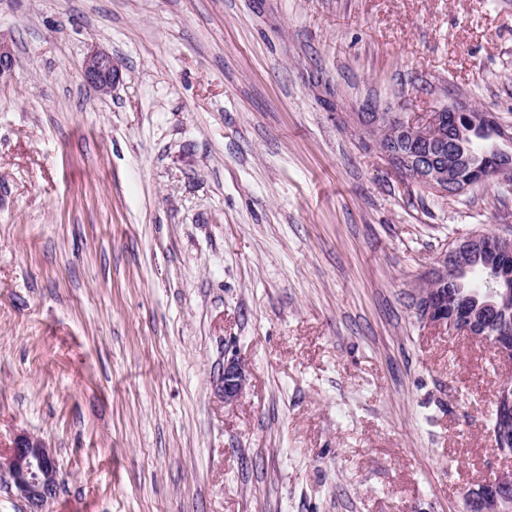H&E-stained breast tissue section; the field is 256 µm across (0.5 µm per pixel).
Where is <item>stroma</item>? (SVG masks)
<instances>
[{
	"mask_svg": "<svg viewBox=\"0 0 512 512\" xmlns=\"http://www.w3.org/2000/svg\"><path fill=\"white\" fill-rule=\"evenodd\" d=\"M0 36V445L55 451L49 512H463L505 369L415 295L512 185L411 187L353 108L512 126V0H0ZM80 71L84 82L100 96L111 94L120 79V70L112 55L99 48L86 54ZM246 385L247 375L241 362L236 358L225 360L218 388L224 403L236 402L244 393Z\"/></svg>",
	"mask_w": 512,
	"mask_h": 512,
	"instance_id": "obj_1",
	"label": "stroma"
}]
</instances>
